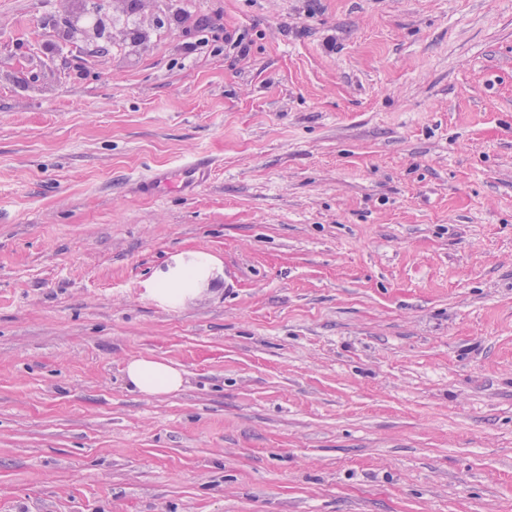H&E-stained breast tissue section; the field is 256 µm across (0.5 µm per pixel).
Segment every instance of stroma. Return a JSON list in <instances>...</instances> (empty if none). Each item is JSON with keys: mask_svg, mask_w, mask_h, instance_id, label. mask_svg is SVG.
<instances>
[{"mask_svg": "<svg viewBox=\"0 0 512 512\" xmlns=\"http://www.w3.org/2000/svg\"><path fill=\"white\" fill-rule=\"evenodd\" d=\"M69 7L0 0V512H512V0ZM79 1V0H78ZM74 2L69 13L65 33L74 40L94 41L100 38V25L97 22L89 23L85 20V12ZM209 172L208 166L201 161H194L177 169L170 178L164 175L156 177V181L165 178V182L177 181L181 182L185 189L192 187L199 179H202ZM124 376L130 391L148 396L175 394L185 382L182 371L171 363L149 356L129 360Z\"/></svg>", "mask_w": 512, "mask_h": 512, "instance_id": "35a3bbf8", "label": "stroma"}]
</instances>
